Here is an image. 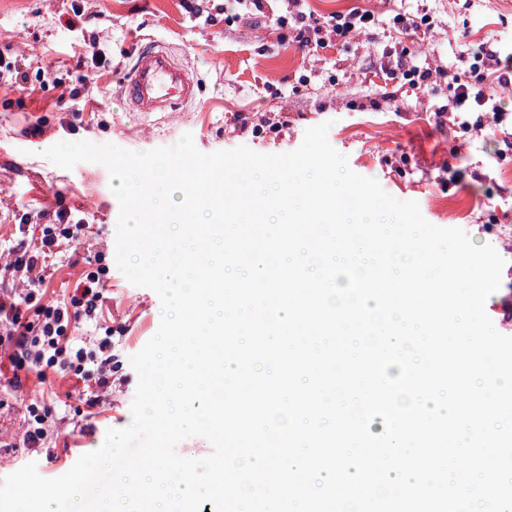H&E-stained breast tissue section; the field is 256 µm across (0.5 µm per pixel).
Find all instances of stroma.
Segmentation results:
<instances>
[{
  "mask_svg": "<svg viewBox=\"0 0 512 512\" xmlns=\"http://www.w3.org/2000/svg\"><path fill=\"white\" fill-rule=\"evenodd\" d=\"M374 20L346 43L318 51L299 48L293 27L236 0H0V268L8 251L30 242L38 212L66 208L84 218L79 240L62 245L49 288H75L82 277L108 269L103 290L110 312L96 338L112 340L109 385L96 406L69 375L20 371L18 386L0 381V478L28 463L39 474H65L110 429L132 422L137 373L129 358L156 333L160 299L128 282L116 266L119 203L108 170L83 162L60 168L44 150L66 141L111 143L133 151L171 146L191 133L204 153L246 146L263 154L297 149L306 129L330 123V144L356 173L376 179L397 199L416 201L439 227L462 229L474 244H491L504 259L500 289L486 301L495 328L512 336L503 317L512 305V149L492 117L450 116L448 85L467 60L495 51L504 83L494 84L500 108L512 114V0H305L323 19L351 8ZM429 15L431 31L396 38L394 12ZM172 48L199 81L201 96L187 112L150 117L127 111L120 85L143 39ZM409 47L406 66L430 69L429 90L391 79L388 55ZM87 72L88 81L77 79ZM26 74L35 92L15 81ZM283 121L280 133L258 125ZM55 409L45 447L22 448L30 400Z\"/></svg>",
  "mask_w": 512,
  "mask_h": 512,
  "instance_id": "stroma-1",
  "label": "stroma"
}]
</instances>
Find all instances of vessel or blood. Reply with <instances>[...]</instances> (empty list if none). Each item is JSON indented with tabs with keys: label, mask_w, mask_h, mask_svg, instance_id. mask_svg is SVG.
Returning <instances> with one entry per match:
<instances>
[{
	"label": "vessel or blood",
	"mask_w": 512,
	"mask_h": 512,
	"mask_svg": "<svg viewBox=\"0 0 512 512\" xmlns=\"http://www.w3.org/2000/svg\"><path fill=\"white\" fill-rule=\"evenodd\" d=\"M200 87L186 66L158 42L139 51L121 96L136 112H175L193 104Z\"/></svg>",
	"instance_id": "vessel-or-blood-1"
}]
</instances>
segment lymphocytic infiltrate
Listing matches in <instances>:
<instances>
[{
    "instance_id": "f902f5d3",
    "label": "lymphocytic infiltrate",
    "mask_w": 512,
    "mask_h": 512,
    "mask_svg": "<svg viewBox=\"0 0 512 512\" xmlns=\"http://www.w3.org/2000/svg\"><path fill=\"white\" fill-rule=\"evenodd\" d=\"M289 3L296 6V13L277 16L276 22L282 28L295 23V39L302 47L318 49L334 39L346 40L373 20L371 12L351 9L334 13L329 21L320 24L299 10L300 0H289ZM494 58V53L487 51L475 55L468 70L455 76L448 99L449 111L481 112L492 107L491 81L497 74L492 65ZM57 217L62 220V227H42L33 245L16 249L9 264L11 271L25 275L26 286L19 291H8L6 299H0V330L13 346L7 360L15 373L30 359L73 373L82 382L93 375L97 378V388L102 389L109 383L107 369L112 365L110 338L101 339L93 349L74 338L80 324L105 318L102 279L88 274L68 296L51 305L41 302L45 293L42 266L59 248L61 240L77 238L84 228L83 220L70 217L67 210H59Z\"/></svg>"
}]
</instances>
